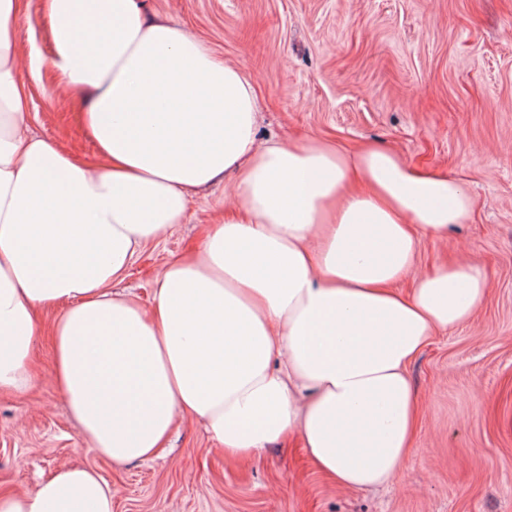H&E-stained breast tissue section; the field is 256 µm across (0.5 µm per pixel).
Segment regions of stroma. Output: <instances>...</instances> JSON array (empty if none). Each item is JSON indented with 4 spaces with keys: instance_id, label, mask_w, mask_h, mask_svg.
<instances>
[{
    "instance_id": "1",
    "label": "stroma",
    "mask_w": 512,
    "mask_h": 512,
    "mask_svg": "<svg viewBox=\"0 0 512 512\" xmlns=\"http://www.w3.org/2000/svg\"><path fill=\"white\" fill-rule=\"evenodd\" d=\"M255 81L262 142L367 141L459 178L474 200L446 241L423 239L409 277L457 258L490 283L472 321L434 336L410 374L420 403L401 481L345 491L297 436L225 458L198 423L177 421L165 454L122 467L89 448L51 381L53 342L33 352L26 394L0 393V492H34L69 465L112 485V512H512V0H147ZM29 128L89 160L70 97L24 76ZM225 181L194 195L187 220L143 248L126 278L143 303L174 254L224 215Z\"/></svg>"
}]
</instances>
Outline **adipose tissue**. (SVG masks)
Wrapping results in <instances>:
<instances>
[{
    "instance_id": "adipose-tissue-1",
    "label": "adipose tissue",
    "mask_w": 512,
    "mask_h": 512,
    "mask_svg": "<svg viewBox=\"0 0 512 512\" xmlns=\"http://www.w3.org/2000/svg\"><path fill=\"white\" fill-rule=\"evenodd\" d=\"M22 0H0V390L34 381L37 314H56L52 380L89 447L146 460L177 420L225 455L299 433L343 490L391 485L416 436L409 368L468 324L489 288L470 261L396 285L423 238L474 201L460 181L375 144H259L252 78L146 0H42L50 56L32 74L73 93L97 163L27 130ZM235 174L221 223L166 263L153 302L117 292L139 250ZM0 512H112V487L69 466Z\"/></svg>"
}]
</instances>
